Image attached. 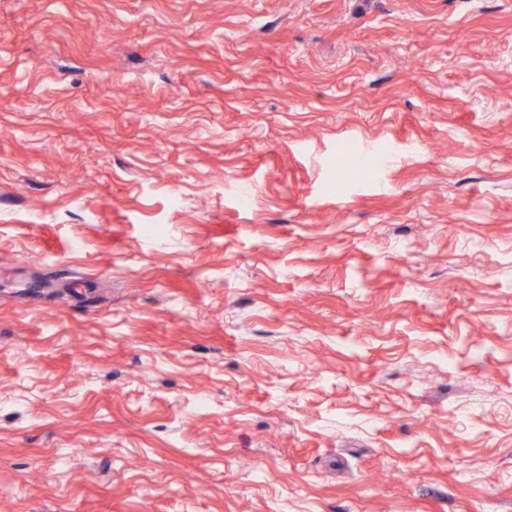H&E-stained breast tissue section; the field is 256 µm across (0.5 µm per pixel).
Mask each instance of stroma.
Returning <instances> with one entry per match:
<instances>
[{
	"label": "stroma",
	"mask_w": 512,
	"mask_h": 512,
	"mask_svg": "<svg viewBox=\"0 0 512 512\" xmlns=\"http://www.w3.org/2000/svg\"><path fill=\"white\" fill-rule=\"evenodd\" d=\"M0 512H512V0H0Z\"/></svg>",
	"instance_id": "35a3bbf8"
}]
</instances>
